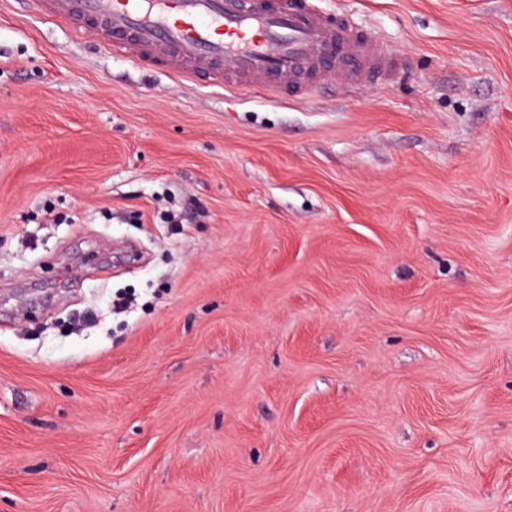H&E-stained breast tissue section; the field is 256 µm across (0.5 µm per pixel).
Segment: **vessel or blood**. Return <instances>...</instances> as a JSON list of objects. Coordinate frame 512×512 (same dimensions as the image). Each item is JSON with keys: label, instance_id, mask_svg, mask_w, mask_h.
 Instances as JSON below:
<instances>
[{"label": "vessel or blood", "instance_id": "obj_1", "mask_svg": "<svg viewBox=\"0 0 512 512\" xmlns=\"http://www.w3.org/2000/svg\"><path fill=\"white\" fill-rule=\"evenodd\" d=\"M79 40L133 67L242 94L305 96L323 84L372 85L400 68L378 32L319 0H35Z\"/></svg>", "mask_w": 512, "mask_h": 512}]
</instances>
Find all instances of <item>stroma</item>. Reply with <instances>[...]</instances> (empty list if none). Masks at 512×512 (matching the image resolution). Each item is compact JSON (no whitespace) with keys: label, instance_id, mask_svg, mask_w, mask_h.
<instances>
[{"label":"stroma","instance_id":"1","mask_svg":"<svg viewBox=\"0 0 512 512\" xmlns=\"http://www.w3.org/2000/svg\"><path fill=\"white\" fill-rule=\"evenodd\" d=\"M321 5L401 73L228 96L0 0V512H512V0Z\"/></svg>","mask_w":512,"mask_h":512}]
</instances>
